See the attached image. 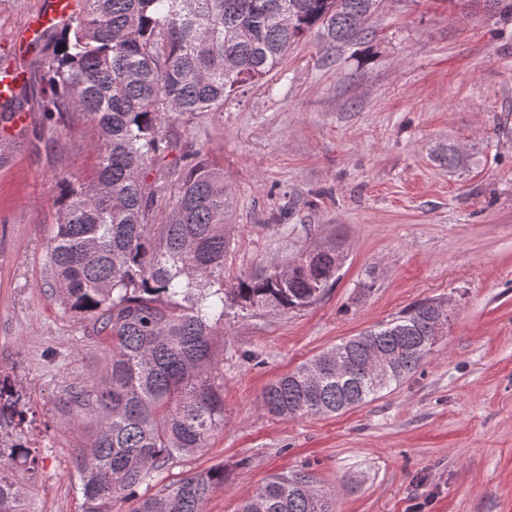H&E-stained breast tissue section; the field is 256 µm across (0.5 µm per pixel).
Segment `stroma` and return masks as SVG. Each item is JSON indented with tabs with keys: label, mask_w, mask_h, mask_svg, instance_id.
Wrapping results in <instances>:
<instances>
[{
	"label": "stroma",
	"mask_w": 512,
	"mask_h": 512,
	"mask_svg": "<svg viewBox=\"0 0 512 512\" xmlns=\"http://www.w3.org/2000/svg\"><path fill=\"white\" fill-rule=\"evenodd\" d=\"M39 0H0V69L20 71L27 122H0V374L20 395L24 436L42 462L32 512H81L80 448L63 403L107 356L92 321L44 288L59 180L90 182L93 124L74 115L41 149L44 52L18 34ZM368 39L295 43L223 111L171 120L224 166L233 276L316 245L342 252L339 279L312 307L229 318L217 348L224 429L160 470L152 495L186 473L224 470L204 512H237L268 478L304 472L336 512H512V18L482 0H382ZM456 146L450 167L439 147ZM433 299L448 328L397 388L333 416L283 420L265 387L342 340Z\"/></svg>",
	"instance_id": "obj_1"
}]
</instances>
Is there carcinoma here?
<instances>
[{"label": "carcinoma", "instance_id": "carcinoma-1", "mask_svg": "<svg viewBox=\"0 0 512 512\" xmlns=\"http://www.w3.org/2000/svg\"><path fill=\"white\" fill-rule=\"evenodd\" d=\"M380 0H81L79 15L54 31L41 112L96 125L97 172L87 184L59 180L58 221L45 251L46 286L63 308L93 320L109 356L92 387L65 404L96 416L81 451L82 512H203L224 486L220 467L191 472L151 496L138 489L176 458L197 454L224 429V386L214 336L224 319L303 311L336 283V245L232 279L231 194L224 169L165 129L170 117L222 112L237 89L275 71L291 46L316 30L332 42L367 38ZM181 162L165 223L154 212L167 184L156 166ZM448 308L421 301L332 347L353 366L336 377L321 353L271 383L264 409L295 419L336 415L376 399L414 373L448 325ZM397 351L380 372L371 347ZM25 411L0 378V427ZM39 461L28 441L0 443V512H28ZM238 512H336L304 473H278Z\"/></svg>", "mask_w": 512, "mask_h": 512}]
</instances>
